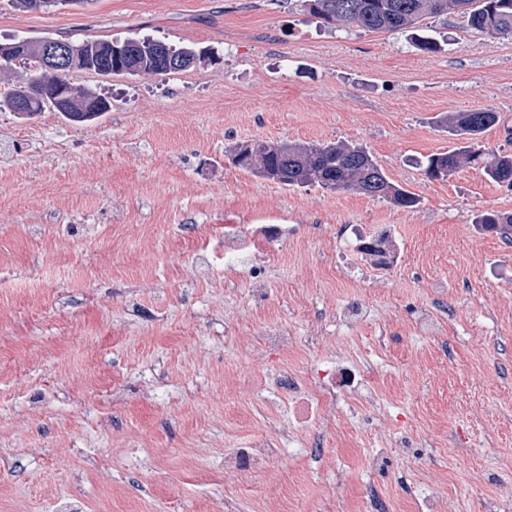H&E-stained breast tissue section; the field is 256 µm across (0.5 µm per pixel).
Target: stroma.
Here are the masks:
<instances>
[{
	"instance_id": "stroma-1",
	"label": "stroma",
	"mask_w": 512,
	"mask_h": 512,
	"mask_svg": "<svg viewBox=\"0 0 512 512\" xmlns=\"http://www.w3.org/2000/svg\"><path fill=\"white\" fill-rule=\"evenodd\" d=\"M422 26L441 51L324 24L304 0H0V43L215 53L172 74L73 72L112 103L92 122L0 111V512H367L374 494L389 512H485L512 496V244L475 222L512 214V188L418 167L456 144L441 117L476 108L499 115L479 147L512 153V36L459 14ZM250 140L363 145L420 203L256 177L227 155ZM226 218L288 225L263 288L247 265L225 281L218 252L197 268ZM383 229L396 260L377 270L357 238ZM424 309L439 335L418 332ZM272 328L288 350H265ZM342 356L366 385L296 427L284 378ZM276 430L264 466L225 471Z\"/></svg>"
}]
</instances>
